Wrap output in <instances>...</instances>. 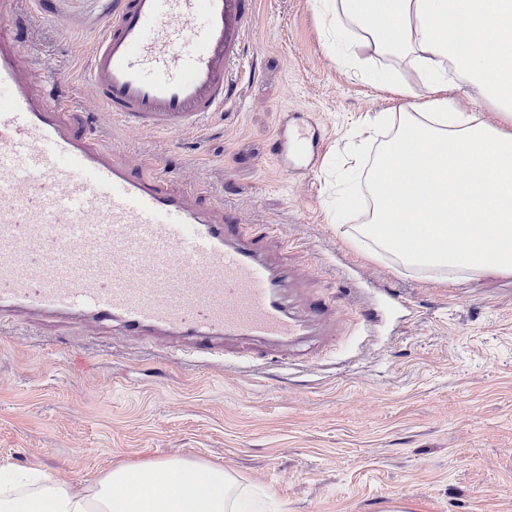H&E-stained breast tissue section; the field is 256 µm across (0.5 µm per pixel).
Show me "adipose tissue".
<instances>
[{
    "instance_id": "obj_1",
    "label": "adipose tissue",
    "mask_w": 512,
    "mask_h": 512,
    "mask_svg": "<svg viewBox=\"0 0 512 512\" xmlns=\"http://www.w3.org/2000/svg\"><path fill=\"white\" fill-rule=\"evenodd\" d=\"M340 60H385L416 73L396 81L407 105L370 118L387 133L351 158L370 205L355 238L404 269L440 277L512 274V0H321ZM476 92L496 112L454 108ZM267 490L204 461L113 468L76 492L48 475L0 467V512H263Z\"/></svg>"
}]
</instances>
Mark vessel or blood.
I'll list each match as a JSON object with an SVG mask.
<instances>
[{"label":"vessel or blood","mask_w":512,"mask_h":512,"mask_svg":"<svg viewBox=\"0 0 512 512\" xmlns=\"http://www.w3.org/2000/svg\"><path fill=\"white\" fill-rule=\"evenodd\" d=\"M255 0H115L91 50L94 93L121 122L198 130L230 103ZM16 0H0V314L16 308L118 327L208 361L247 348L290 353L325 325L284 300L265 260L270 227L244 232L206 190H176L157 166L124 162L25 63ZM304 135L279 129L280 168Z\"/></svg>","instance_id":"1"}]
</instances>
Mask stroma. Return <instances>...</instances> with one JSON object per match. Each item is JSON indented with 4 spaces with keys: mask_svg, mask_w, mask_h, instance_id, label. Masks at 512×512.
Here are the masks:
<instances>
[{
    "mask_svg": "<svg viewBox=\"0 0 512 512\" xmlns=\"http://www.w3.org/2000/svg\"><path fill=\"white\" fill-rule=\"evenodd\" d=\"M110 0H18L26 50L121 158L205 186L249 228L290 297L333 307L330 341L228 364L50 316L0 317V466L80 491L112 468L199 459L270 491L280 512H512V275L440 281L352 243L337 218L366 120L401 106L341 68L315 0H258L233 103L194 133L156 135L96 100L90 51ZM318 131L315 169L281 173L275 132ZM388 304L376 329L363 313ZM413 315H406V308Z\"/></svg>",
    "mask_w": 512,
    "mask_h": 512,
    "instance_id": "35a3bbf8",
    "label": "stroma"
}]
</instances>
